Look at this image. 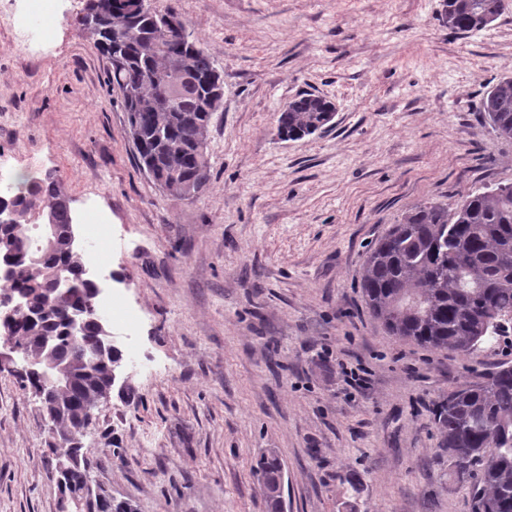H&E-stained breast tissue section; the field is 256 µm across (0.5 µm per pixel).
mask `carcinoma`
<instances>
[{"label":"carcinoma","mask_w":512,"mask_h":512,"mask_svg":"<svg viewBox=\"0 0 512 512\" xmlns=\"http://www.w3.org/2000/svg\"><path fill=\"white\" fill-rule=\"evenodd\" d=\"M92 32L94 46L109 63L108 83L122 97L124 124L135 132L140 168L164 193L184 198V187L206 188L210 181L207 147L210 121L206 85L221 79L216 60L178 15L160 13L136 0H110ZM504 10V0H444L443 22L456 34L478 32ZM336 106L312 93L288 102L277 117V135L299 140L330 122ZM479 111L492 129L512 140V76H503L482 97ZM63 182L48 173L24 176L0 206L13 208L18 223L0 227V256L13 258L14 276L0 280V290L21 294L25 306L10 321L9 335L25 352L64 366L77 385L51 395L42 404L44 417L71 436L85 428L82 400L106 390L111 365L123 361L115 348L95 365L81 361V346L70 336L69 315L84 311L82 335L100 336L98 317L88 310L93 284L86 277L87 258L65 249L73 223L64 204ZM51 212L59 247L42 248L29 231L33 211ZM71 288L53 292L57 274ZM366 304L388 331L421 346L468 352L506 333L512 323V184L482 186L455 207L423 201L410 209L370 249L361 272ZM448 460L471 451L475 465L454 477L468 484L471 512H512V365L502 364L480 382H464L436 405ZM88 462H75L57 482L64 496L86 485ZM258 472L266 512H283V468L271 451ZM87 512H129V505L94 496Z\"/></svg>","instance_id":"cac0c4a2"}]
</instances>
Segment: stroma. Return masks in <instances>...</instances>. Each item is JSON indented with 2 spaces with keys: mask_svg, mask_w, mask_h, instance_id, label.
I'll list each match as a JSON object with an SVG mask.
<instances>
[{
  "mask_svg": "<svg viewBox=\"0 0 512 512\" xmlns=\"http://www.w3.org/2000/svg\"><path fill=\"white\" fill-rule=\"evenodd\" d=\"M150 3L189 22L223 79L192 201L138 167L80 0H58L41 54L12 53L0 22V155L61 179L76 226L92 201L110 215L102 288L135 320L133 396L112 394L77 435L93 478L133 512H265L257 464L273 449L284 512H470L433 408L512 365V335L469 355L393 336L360 273L416 204L512 183V140L477 110L512 73V0L469 35L444 25L443 0ZM306 92L335 117L278 139ZM54 432L0 373V512H59Z\"/></svg>",
  "mask_w": 512,
  "mask_h": 512,
  "instance_id": "stroma-1",
  "label": "stroma"
}]
</instances>
